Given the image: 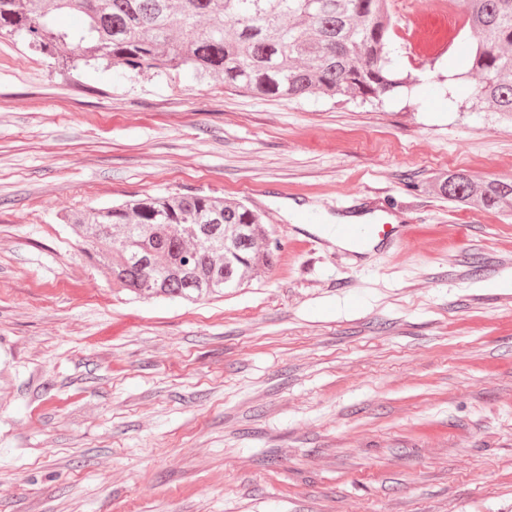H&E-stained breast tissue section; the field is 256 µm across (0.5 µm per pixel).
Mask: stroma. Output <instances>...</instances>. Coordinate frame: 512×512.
<instances>
[{"mask_svg": "<svg viewBox=\"0 0 512 512\" xmlns=\"http://www.w3.org/2000/svg\"><path fill=\"white\" fill-rule=\"evenodd\" d=\"M388 12L418 93L380 105L0 37V512H512V217L427 188L512 177V117L448 102L469 27L416 53ZM191 192L269 231L216 300L116 293L62 220ZM346 204L409 237L337 246Z\"/></svg>", "mask_w": 512, "mask_h": 512, "instance_id": "obj_1", "label": "stroma"}]
</instances>
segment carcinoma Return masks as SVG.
Returning a JSON list of instances; mask_svg holds the SVG:
<instances>
[{
	"label": "carcinoma",
	"instance_id": "obj_1",
	"mask_svg": "<svg viewBox=\"0 0 512 512\" xmlns=\"http://www.w3.org/2000/svg\"><path fill=\"white\" fill-rule=\"evenodd\" d=\"M470 50L479 80L469 100L512 115V0H469ZM79 13L74 32L56 28ZM387 0H0V35L61 57L136 74L190 69L227 88L287 101L323 94L381 103L413 81L393 78ZM433 188L461 205L512 216V180L476 182L462 171ZM88 260L118 292L197 301L242 287L268 231L241 202L200 193L132 196L65 215Z\"/></svg>",
	"mask_w": 512,
	"mask_h": 512
}]
</instances>
